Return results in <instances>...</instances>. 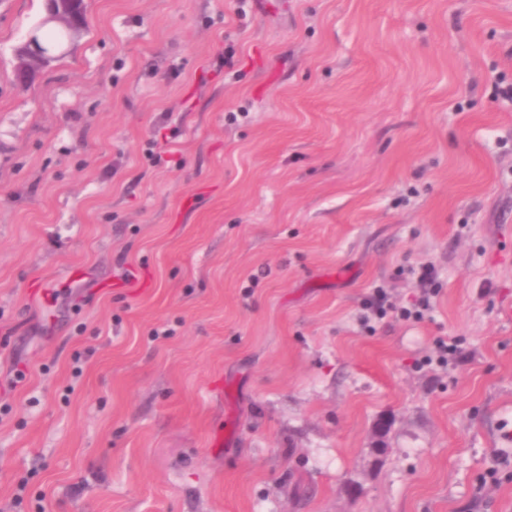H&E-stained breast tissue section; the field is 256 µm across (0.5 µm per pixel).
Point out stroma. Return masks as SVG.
Wrapping results in <instances>:
<instances>
[{
    "label": "stroma",
    "mask_w": 512,
    "mask_h": 512,
    "mask_svg": "<svg viewBox=\"0 0 512 512\" xmlns=\"http://www.w3.org/2000/svg\"><path fill=\"white\" fill-rule=\"evenodd\" d=\"M86 3L0 0V512H512V0ZM73 1L75 0H45L44 16L29 31L26 40L15 51L17 58L15 76L19 84L27 85L36 79L40 71L56 58L59 45L66 40L64 32L49 30L48 33L43 34V39L51 44L47 45L42 41L40 34L42 30L62 26L69 33V38L79 37L84 31L83 24L74 16ZM60 57L61 55L54 61ZM433 281V269L425 267L420 275L421 296L416 303L415 310L401 309L399 315L404 319L420 320L424 317L425 312L430 309L431 297L435 294L434 288H428Z\"/></svg>",
    "instance_id": "obj_1"
}]
</instances>
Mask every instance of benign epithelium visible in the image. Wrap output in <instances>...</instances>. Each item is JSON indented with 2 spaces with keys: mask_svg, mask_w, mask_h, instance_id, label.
I'll use <instances>...</instances> for the list:
<instances>
[{
  "mask_svg": "<svg viewBox=\"0 0 512 512\" xmlns=\"http://www.w3.org/2000/svg\"><path fill=\"white\" fill-rule=\"evenodd\" d=\"M45 14L29 31L26 40L16 49L17 65L15 76L18 83L27 85L37 78L40 71L57 56L59 47L47 45L42 41L41 31L60 26L69 36L78 37L84 31L83 24L73 12V0H45Z\"/></svg>",
  "mask_w": 512,
  "mask_h": 512,
  "instance_id": "obj_1",
  "label": "benign epithelium"
}]
</instances>
